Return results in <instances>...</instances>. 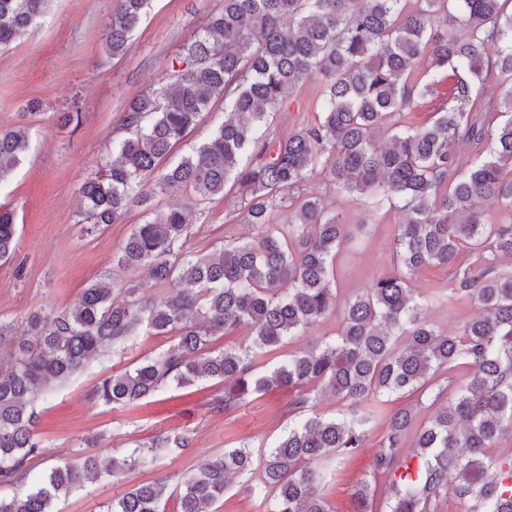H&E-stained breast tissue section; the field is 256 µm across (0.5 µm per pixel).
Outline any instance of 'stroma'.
<instances>
[{
	"label": "stroma",
	"mask_w": 512,
	"mask_h": 512,
	"mask_svg": "<svg viewBox=\"0 0 512 512\" xmlns=\"http://www.w3.org/2000/svg\"><path fill=\"white\" fill-rule=\"evenodd\" d=\"M113 5V0H54L39 24L0 50V129L22 121L29 127L28 149L0 188V204L14 209L17 224L16 255L0 260V319L21 322L41 311L68 309L84 288L96 282L118 287L142 282L148 293L157 290L145 271H126L116 264L122 243L134 225L145 222V213L135 208L123 223L87 230L81 216V187L96 161L124 138L122 116L129 104L159 83L166 63L224 2L151 0L125 53L118 57L105 49ZM319 95L313 79L287 91L269 126V140L288 138L314 123ZM32 101L38 102L39 111L25 116ZM66 112L78 114V122L61 123ZM304 192L335 203L349 226L350 238L337 260L339 297L366 288L391 270L390 247L403 219L400 212L335 198L319 175L305 184ZM238 209L232 192L195 206L189 215L190 249L206 255L227 238L253 236L251 225L239 223ZM453 275L450 269L427 268L411 283L430 322L445 333L478 313L471 301L446 305L431 300L434 285ZM170 343L167 336L141 334L95 359L66 383L50 384L38 396L35 433L57 458H72L75 449L83 448L107 459L173 429L192 440L183 454L87 484L58 503L59 512H103L105 503L134 487L158 479L177 481L227 448L244 445L254 457H262L287 430L293 394L270 391L224 412L218 407L224 384L216 379L202 380L190 389L170 388L129 406L93 401L92 392L102 378L134 368ZM372 473V453L366 450L329 476L325 492L336 512H349L356 487Z\"/></svg>",
	"instance_id": "1"
}]
</instances>
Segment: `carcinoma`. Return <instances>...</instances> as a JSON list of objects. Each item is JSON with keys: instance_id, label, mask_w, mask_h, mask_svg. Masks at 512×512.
Here are the masks:
<instances>
[{"instance_id": "1", "label": "carcinoma", "mask_w": 512, "mask_h": 512, "mask_svg": "<svg viewBox=\"0 0 512 512\" xmlns=\"http://www.w3.org/2000/svg\"><path fill=\"white\" fill-rule=\"evenodd\" d=\"M52 0H0V48L38 24ZM509 0H224L177 57L167 76L123 119L127 136L112 146L82 186L83 221L97 229L122 223L141 207L117 265L144 269L162 294L138 284H92L67 310L37 313L19 331L0 321V512H57L55 503L85 482L151 465L189 436L163 432L147 446L102 462L95 455L58 460L35 474L46 455L34 432L35 396L64 383L141 332L175 335L136 367L100 381L94 400L129 405L169 386L204 378L224 382V410L270 390L294 392V422L265 456L261 477L250 451L226 448L176 482L142 484L103 512H216L235 476L265 512H335L322 493L326 464L374 447L373 476L384 479L383 512H444L448 497L464 512H512V454L493 455L512 439V94L491 91L492 72L512 75ZM149 0H116L106 45L123 54ZM451 72L448 98L433 120L404 125L403 111L436 93L414 79L423 59ZM315 79L317 120L278 142L269 118L286 90ZM224 123L172 160L175 146L212 103ZM487 144L488 156L465 155ZM28 146L25 126L0 130V184ZM321 169L335 194L386 202L403 213L394 237L393 272L344 301L336 336L285 351L298 332L335 311L336 260L346 241L343 213L301 186ZM240 194L241 223L256 235L227 239L211 255L187 244V208L151 203L182 192L195 202ZM507 218L489 224L483 204ZM288 208V224L275 213ZM16 249L14 211L0 205V260ZM473 265L432 292L472 300L480 314L451 334L434 327L411 287L427 267ZM245 327L251 344L212 349L216 336ZM281 360L260 371L259 358ZM465 371L459 385L450 372ZM448 373V405L415 425L411 407L392 397L426 393ZM323 396L336 416L316 410ZM386 431L369 444L371 426ZM376 489L363 481L351 512H375Z\"/></svg>"}]
</instances>
